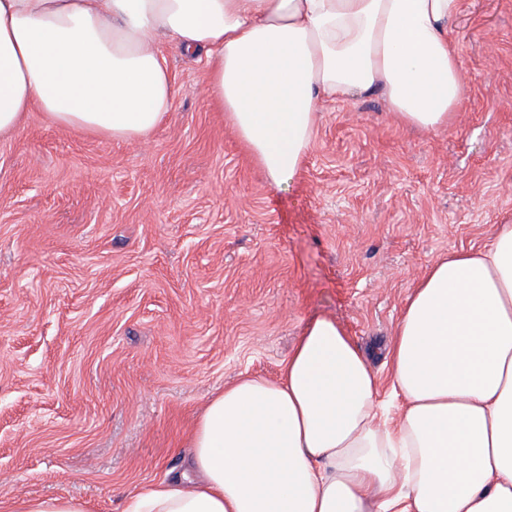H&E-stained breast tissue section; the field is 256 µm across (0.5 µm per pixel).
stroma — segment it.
I'll return each instance as SVG.
<instances>
[{
  "mask_svg": "<svg viewBox=\"0 0 512 512\" xmlns=\"http://www.w3.org/2000/svg\"><path fill=\"white\" fill-rule=\"evenodd\" d=\"M464 101L400 123L380 92L323 105L297 176L271 187L162 38L170 112L135 143L37 111L0 137V502L124 512L186 467L208 400L278 377L305 327L341 326L380 395L407 297L440 255L512 224V0H464ZM6 512H90L89 504L75 497L31 498L19 496Z\"/></svg>",
  "mask_w": 512,
  "mask_h": 512,
  "instance_id": "stroma-1",
  "label": "stroma"
}]
</instances>
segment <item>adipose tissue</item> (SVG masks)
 Returning <instances> with one entry per match:
<instances>
[{
  "label": "adipose tissue",
  "instance_id": "1",
  "mask_svg": "<svg viewBox=\"0 0 512 512\" xmlns=\"http://www.w3.org/2000/svg\"><path fill=\"white\" fill-rule=\"evenodd\" d=\"M463 0H0V136L30 109L117 141L169 112L165 36L204 58L209 92L269 184L299 172L321 104L380 92L403 124H451ZM395 425L364 352L310 323L277 379L213 397L186 472L124 512H512V224L438 257L387 350Z\"/></svg>",
  "mask_w": 512,
  "mask_h": 512
}]
</instances>
